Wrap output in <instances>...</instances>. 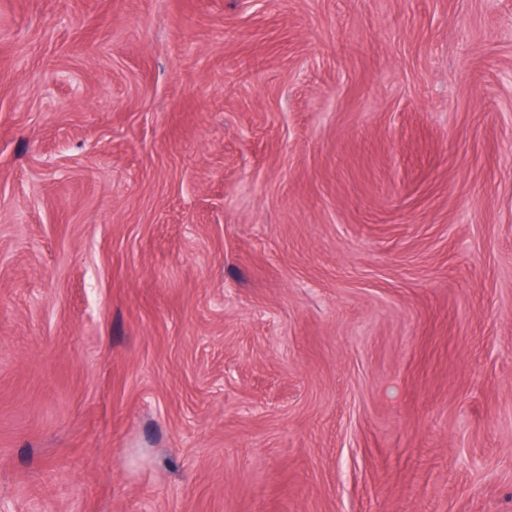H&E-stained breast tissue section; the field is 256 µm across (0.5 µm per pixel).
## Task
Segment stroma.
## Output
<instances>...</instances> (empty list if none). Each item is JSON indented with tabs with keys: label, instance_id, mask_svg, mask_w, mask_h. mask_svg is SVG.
Instances as JSON below:
<instances>
[{
	"label": "stroma",
	"instance_id": "1",
	"mask_svg": "<svg viewBox=\"0 0 512 512\" xmlns=\"http://www.w3.org/2000/svg\"><path fill=\"white\" fill-rule=\"evenodd\" d=\"M0 512H512V0H0Z\"/></svg>",
	"mask_w": 512,
	"mask_h": 512
}]
</instances>
